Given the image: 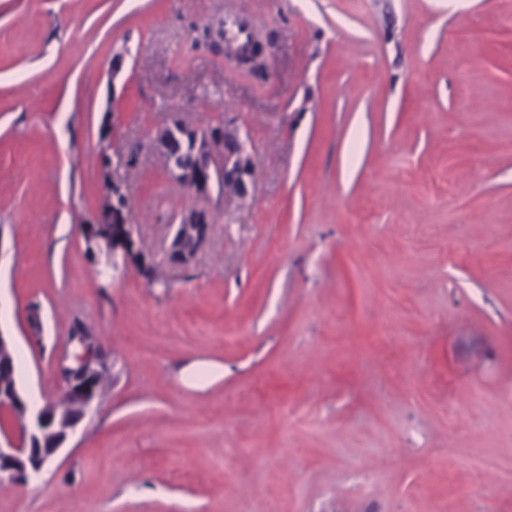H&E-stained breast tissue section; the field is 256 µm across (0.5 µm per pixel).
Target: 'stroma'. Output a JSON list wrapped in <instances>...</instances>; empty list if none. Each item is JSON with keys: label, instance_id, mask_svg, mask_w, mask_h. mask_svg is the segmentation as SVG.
Instances as JSON below:
<instances>
[{"label": "stroma", "instance_id": "1", "mask_svg": "<svg viewBox=\"0 0 512 512\" xmlns=\"http://www.w3.org/2000/svg\"><path fill=\"white\" fill-rule=\"evenodd\" d=\"M246 17L264 81L192 43ZM512 0H0V330L32 403L84 326L95 409L0 512H512ZM234 121L209 240L122 169L153 271L88 256L102 149ZM210 216V211L204 206H195L182 214L174 234H179L182 241L190 242L189 250H192V255L189 257L188 250L181 254L178 252V248L172 246L174 239L173 234L168 245V255L172 262L185 264L184 258L193 259L197 251L209 237L208 228L202 227V224H204V219L207 220Z\"/></svg>", "mask_w": 512, "mask_h": 512}]
</instances>
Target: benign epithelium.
<instances>
[{"label":"benign epithelium","mask_w":512,"mask_h":512,"mask_svg":"<svg viewBox=\"0 0 512 512\" xmlns=\"http://www.w3.org/2000/svg\"><path fill=\"white\" fill-rule=\"evenodd\" d=\"M243 63L261 61L267 66L266 45L259 37L251 38V44L237 54ZM186 123L172 118L165 126L156 130L150 138L153 149L169 157L170 174L196 198L206 199L214 188L226 183H235L241 198L249 194L248 176L245 169L251 163L249 156L234 153L228 147L217 144L215 138L202 129H196L192 155L194 162L190 167H182L177 157L183 152L181 137ZM211 216L204 206H195L185 211L177 224L175 233L182 241L190 242L192 253L203 246L209 237L204 220ZM14 345L12 337L0 331V362L8 368L13 365ZM59 370L70 371L65 393L75 396L81 403V414L68 419L63 430L56 428L57 418L53 404L33 410L27 398L18 386L0 389V407L3 409L15 402L25 408L26 424L18 432L0 433V479H10L25 483L31 477L39 476L51 463L58 450L76 431L85 415L93 408L96 393L91 386V377L99 372L97 353L89 340L81 344V352L75 356L73 365H60Z\"/></svg>","instance_id":"1"}]
</instances>
